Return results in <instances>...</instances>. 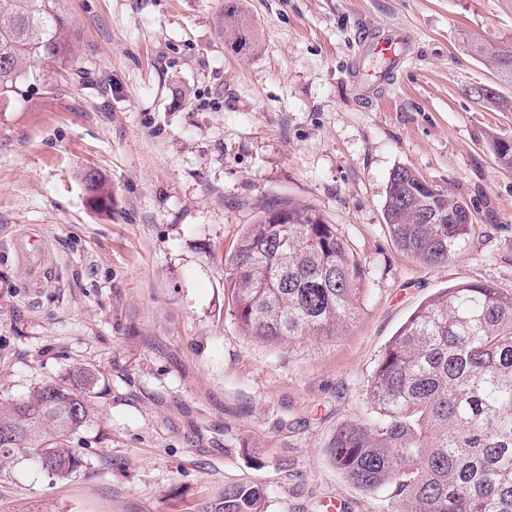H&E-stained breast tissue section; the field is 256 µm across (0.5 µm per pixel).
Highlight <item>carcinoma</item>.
<instances>
[{
    "label": "carcinoma",
    "instance_id": "cac0c4a2",
    "mask_svg": "<svg viewBox=\"0 0 512 512\" xmlns=\"http://www.w3.org/2000/svg\"><path fill=\"white\" fill-rule=\"evenodd\" d=\"M224 47L253 50L254 34L237 0H224ZM499 81L512 84V45L469 42ZM75 41L57 0H0V103L46 74L64 69ZM464 92L498 112L512 97ZM498 162L512 169V141H497ZM408 167L390 175L384 221L401 251L429 266L445 264L473 226L468 204L448 190L428 194ZM91 202L111 204L106 179L84 174ZM230 308L247 336L292 343L331 338L354 314L364 272L336 225L307 204L264 206L225 258ZM98 373L73 367L68 379L0 404V468L23 455L50 480L83 466L72 437L90 420ZM368 395L377 423L347 422L327 445L330 461L370 494L388 491L386 512H512V293L458 284L421 304L380 355ZM203 512H266L262 488L234 485Z\"/></svg>",
    "mask_w": 512,
    "mask_h": 512
}]
</instances>
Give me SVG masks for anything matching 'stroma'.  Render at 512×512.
<instances>
[{
    "mask_svg": "<svg viewBox=\"0 0 512 512\" xmlns=\"http://www.w3.org/2000/svg\"><path fill=\"white\" fill-rule=\"evenodd\" d=\"M67 70L0 105V402L100 373L75 435L82 467L0 469V512H202L256 484L266 512H383L385 493L330 462L337 425L375 419L367 387L413 311L444 288L512 293V169L494 141L512 112L465 95L512 85L466 48L512 41L505 0H239L255 46L224 48V0H60ZM394 28L406 59L362 86L358 33ZM408 167L465 200L475 229L440 267L399 251L383 219ZM96 169L112 206L89 202ZM319 210L363 265L338 335L269 345L231 314L225 258L257 212ZM37 236L30 263L21 241Z\"/></svg>",
    "mask_w": 512,
    "mask_h": 512,
    "instance_id": "35a3bbf8",
    "label": "stroma"
}]
</instances>
